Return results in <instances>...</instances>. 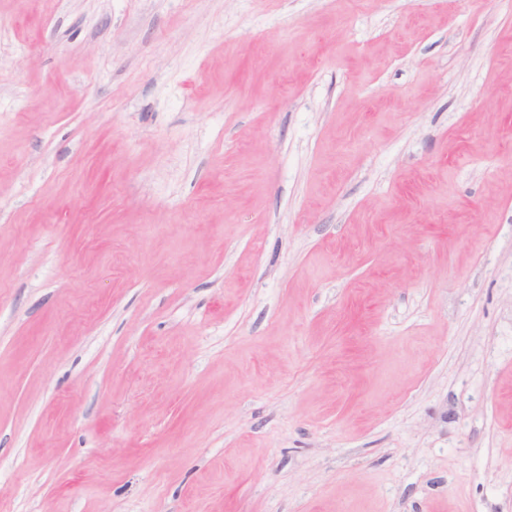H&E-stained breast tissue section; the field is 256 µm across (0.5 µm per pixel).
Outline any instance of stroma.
<instances>
[{
    "mask_svg": "<svg viewBox=\"0 0 512 512\" xmlns=\"http://www.w3.org/2000/svg\"><path fill=\"white\" fill-rule=\"evenodd\" d=\"M0 512H512V0H0Z\"/></svg>",
    "mask_w": 512,
    "mask_h": 512,
    "instance_id": "1",
    "label": "stroma"
}]
</instances>
